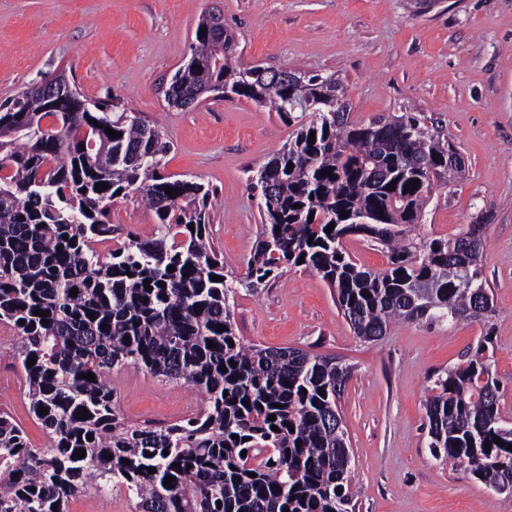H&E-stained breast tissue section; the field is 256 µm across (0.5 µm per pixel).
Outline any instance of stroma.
Returning a JSON list of instances; mask_svg holds the SVG:
<instances>
[{"label":"stroma","mask_w":512,"mask_h":512,"mask_svg":"<svg viewBox=\"0 0 512 512\" xmlns=\"http://www.w3.org/2000/svg\"><path fill=\"white\" fill-rule=\"evenodd\" d=\"M223 17L242 66L336 75L366 124L405 113L424 118L455 146L466 174L435 189L419 231L448 238L485 227L481 259L496 309L490 323L404 322L359 340L316 272L281 275L229 299L244 345L297 348L352 368L336 398L351 452L352 512H512V495L486 488L461 467L433 458L425 401L436 373L459 363L483 333L512 422V0H0V103L59 72L74 73L86 102L159 125L171 149L164 174L211 191L209 244L224 273L243 279L262 218L251 182L287 146L294 128L247 99L168 106L164 92L191 56L202 14ZM113 246L151 237L140 195L116 199ZM19 338L0 325V410L29 448L52 441L29 411L13 357ZM117 416L164 427L200 413L205 395L128 366L106 376Z\"/></svg>","instance_id":"obj_1"}]
</instances>
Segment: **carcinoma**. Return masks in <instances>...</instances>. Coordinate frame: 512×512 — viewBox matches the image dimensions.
Returning a JSON list of instances; mask_svg holds the SVG:
<instances>
[{"instance_id":"obj_1","label":"carcinoma","mask_w":512,"mask_h":512,"mask_svg":"<svg viewBox=\"0 0 512 512\" xmlns=\"http://www.w3.org/2000/svg\"><path fill=\"white\" fill-rule=\"evenodd\" d=\"M237 47L228 32L220 52L212 35L195 36L165 101L193 107L228 86L296 126L256 177L274 192L262 197V241L246 288L301 265L336 291L355 335L368 342L396 321H489L485 225L449 239L412 237L433 190L464 176L448 139L413 115L353 122L337 111L346 93L335 75L291 71L273 87L269 68L238 65ZM108 127L121 136L111 138ZM170 149L157 127L106 103L54 112L31 86L0 104V323L20 333L29 409L52 439L48 452H36L0 413V512H67L77 495L114 489L137 499L135 512H349V448L327 418L351 369L299 349L242 344L229 306L234 281L208 242L209 190L161 174ZM326 168L331 175L321 174ZM411 179L419 185L406 193ZM99 182L108 188L96 191ZM132 192L154 212L155 236L102 255L93 244L112 238V202ZM359 234L387 252L385 270L352 260L344 240ZM491 345L486 332L462 363L437 373L425 403L429 448L481 483L512 489V423L501 416ZM129 365L204 391V410L160 429L120 423L105 373ZM89 372L96 381L83 378ZM78 449L86 456L75 458Z\"/></svg>"}]
</instances>
